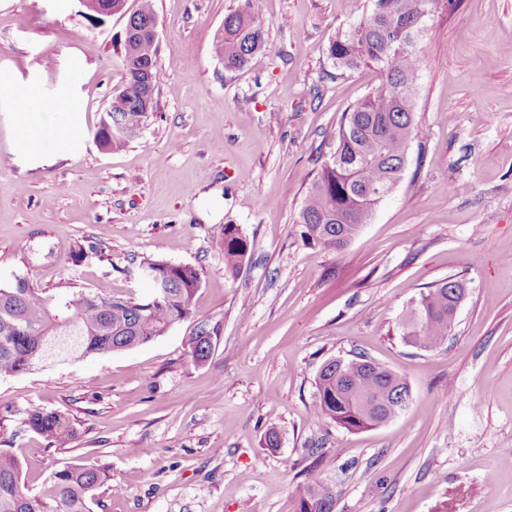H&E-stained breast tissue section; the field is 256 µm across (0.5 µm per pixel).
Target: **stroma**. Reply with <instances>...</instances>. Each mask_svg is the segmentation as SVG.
I'll list each match as a JSON object with an SVG mask.
<instances>
[{"instance_id": "obj_1", "label": "stroma", "mask_w": 512, "mask_h": 512, "mask_svg": "<svg viewBox=\"0 0 512 512\" xmlns=\"http://www.w3.org/2000/svg\"><path fill=\"white\" fill-rule=\"evenodd\" d=\"M246 3L270 50L229 72L213 45ZM154 6L156 108L106 152L93 132L125 81V16L0 0V92L66 97L80 128L26 154L0 95V282L137 298L143 260L204 271L191 319L164 336L0 378V448L26 487L78 461L112 477L92 512H300L313 470L333 512H512V0H431L402 179L338 253L303 244L295 220L343 114L381 82L327 55L372 0ZM228 223L250 243L234 277ZM449 277L466 294L447 341L412 346L401 316ZM201 328L213 345L199 363ZM358 355L403 375L412 400L350 433L314 418L315 380L326 360ZM36 408L67 417L73 439L34 434Z\"/></svg>"}]
</instances>
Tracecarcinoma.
Returning <instances> with one entry per match:
<instances>
[{
	"instance_id": "cac0c4a2",
	"label": "carcinoma",
	"mask_w": 512,
	"mask_h": 512,
	"mask_svg": "<svg viewBox=\"0 0 512 512\" xmlns=\"http://www.w3.org/2000/svg\"><path fill=\"white\" fill-rule=\"evenodd\" d=\"M112 2L115 13H128L123 66L126 81L112 111L102 113L95 138L107 151L137 137L149 116L142 96L156 91L162 72L158 41L149 33L157 18L153 0H140L127 12L126 0ZM430 0H374L369 15L340 33L327 48L336 68L355 70L373 64L381 84L344 113L336 149L323 162L298 212V234L305 244L338 252L368 223L384 198L383 190L401 180L409 144L415 136L412 90L423 56L417 47ZM266 22L245 7L224 16V30L214 53L224 69H243L266 49ZM227 272L237 273L249 242L234 224L224 225ZM142 268L154 272L143 298L104 296L81 290L46 294L24 277L0 284V376L31 371L47 362L104 355L142 345L188 320L202 285V269L147 259ZM463 282L444 279L421 295L402 318L403 336L421 349L443 343L455 318L456 291ZM193 357L206 361L212 336L202 328L192 338ZM314 414L348 431L378 426L410 402L409 384L391 369L365 358L329 359L316 377ZM28 425L49 444L72 439L73 428L62 415L44 409L28 414ZM21 464L0 450V512H91L96 491L108 484L109 473L96 466L72 464L53 473L38 492L21 485ZM333 497L315 475L304 486L301 512H332Z\"/></svg>"
}]
</instances>
